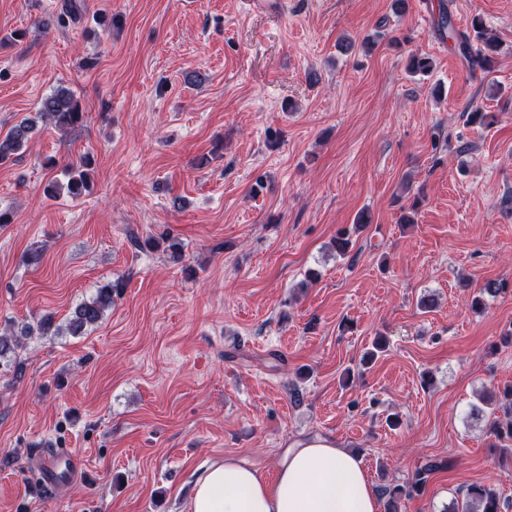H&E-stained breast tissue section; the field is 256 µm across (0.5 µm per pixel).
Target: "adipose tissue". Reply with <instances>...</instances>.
Returning a JSON list of instances; mask_svg holds the SVG:
<instances>
[{"mask_svg": "<svg viewBox=\"0 0 512 512\" xmlns=\"http://www.w3.org/2000/svg\"><path fill=\"white\" fill-rule=\"evenodd\" d=\"M186 512H381L361 458L313 437L284 451L274 476L244 456L204 469Z\"/></svg>", "mask_w": 512, "mask_h": 512, "instance_id": "adipose-tissue-1", "label": "adipose tissue"}]
</instances>
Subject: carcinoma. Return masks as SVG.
<instances>
[{
	"mask_svg": "<svg viewBox=\"0 0 512 512\" xmlns=\"http://www.w3.org/2000/svg\"><path fill=\"white\" fill-rule=\"evenodd\" d=\"M442 30L448 31V37L455 41L459 53L466 59L476 63L479 67L489 70L492 68L498 44L493 38L484 35V23L479 17H473L471 28L476 36L482 40V48L473 50L470 36L458 32L452 26L449 15L445 14L441 21ZM434 68L432 59L427 55L413 53L407 61V70L412 74H427ZM38 113L41 117L55 122V125L67 128L74 127L84 121L85 114L79 99L68 89H58L45 96L39 103ZM34 132L33 121L22 120L15 125L5 137H0V161L10 158L22 149L28 147ZM91 160L83 158L76 166L67 171L66 190L68 195L77 199L89 190L91 183ZM126 287L125 281L116 279L98 287L95 294L81 301L75 306L71 315L63 326H56L49 316L41 318L36 325L26 324L21 328V335L17 336L11 331L0 334V367L6 366L19 372L21 366L16 364L17 351L21 348L20 336H81L90 328L97 325L112 308L113 300L120 295ZM504 291V285L496 280L487 281L483 287L476 290L470 299L469 307L473 311L485 308L487 299L496 297ZM470 417L475 419L488 418L487 424L490 433L500 441H512V387L506 388L501 397L500 404L487 412L484 408L474 405ZM437 468L431 464L415 475V480L408 486L395 484L387 485L382 493L388 497V512H398V503L403 498L410 497L425 482V474ZM466 501L463 505L452 504L448 512H506L512 505L506 503L498 492L486 484H474L466 489Z\"/></svg>",
	"mask_w": 512,
	"mask_h": 512,
	"instance_id": "1",
	"label": "carcinoma"
}]
</instances>
